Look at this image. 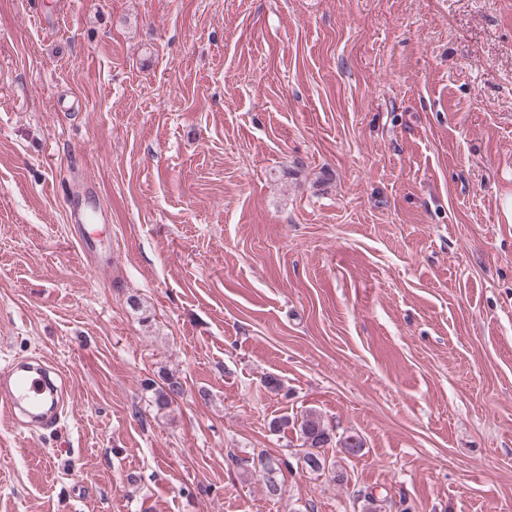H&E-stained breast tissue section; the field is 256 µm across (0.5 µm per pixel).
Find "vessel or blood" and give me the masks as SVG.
Instances as JSON below:
<instances>
[{
    "label": "vessel or blood",
    "instance_id": "b4317fda",
    "mask_svg": "<svg viewBox=\"0 0 512 512\" xmlns=\"http://www.w3.org/2000/svg\"><path fill=\"white\" fill-rule=\"evenodd\" d=\"M50 367L42 358L34 366L22 362L1 371L0 407L27 411L43 428L56 427L64 411L65 387L48 381Z\"/></svg>",
    "mask_w": 512,
    "mask_h": 512
}]
</instances>
